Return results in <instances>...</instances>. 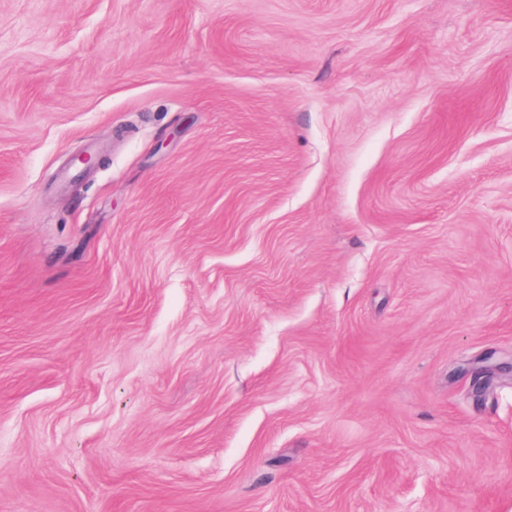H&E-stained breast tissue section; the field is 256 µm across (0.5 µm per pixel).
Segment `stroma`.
I'll return each mask as SVG.
<instances>
[{"instance_id":"obj_1","label":"stroma","mask_w":512,"mask_h":512,"mask_svg":"<svg viewBox=\"0 0 512 512\" xmlns=\"http://www.w3.org/2000/svg\"><path fill=\"white\" fill-rule=\"evenodd\" d=\"M490 355L512 0H0V512H512Z\"/></svg>"}]
</instances>
